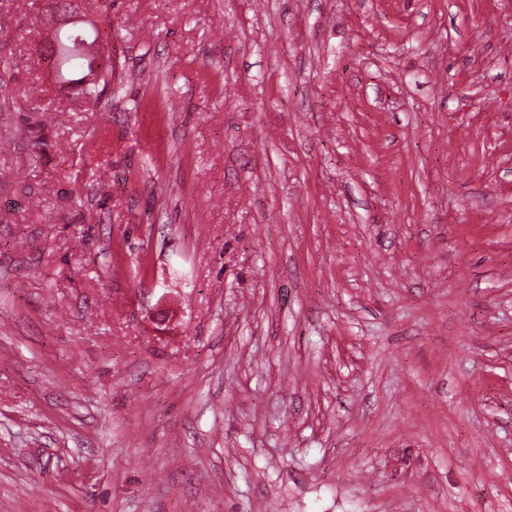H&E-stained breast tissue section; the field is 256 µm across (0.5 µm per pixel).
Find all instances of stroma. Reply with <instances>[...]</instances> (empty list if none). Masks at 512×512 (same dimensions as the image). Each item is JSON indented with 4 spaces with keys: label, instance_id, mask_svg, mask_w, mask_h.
<instances>
[{
    "label": "stroma",
    "instance_id": "stroma-1",
    "mask_svg": "<svg viewBox=\"0 0 512 512\" xmlns=\"http://www.w3.org/2000/svg\"><path fill=\"white\" fill-rule=\"evenodd\" d=\"M33 12L0 512H512V0H112L96 105ZM81 49L88 54L99 56L102 61L107 59L109 55L101 50V42L98 44L89 45L87 43L81 44ZM114 76V66L112 58L104 61L101 65V80L98 84H89L80 89L81 94L86 100L93 103H98L100 96L104 90L112 83V77Z\"/></svg>",
    "mask_w": 512,
    "mask_h": 512
}]
</instances>
